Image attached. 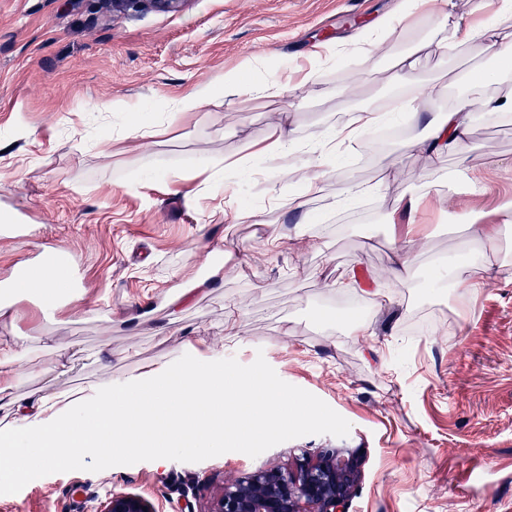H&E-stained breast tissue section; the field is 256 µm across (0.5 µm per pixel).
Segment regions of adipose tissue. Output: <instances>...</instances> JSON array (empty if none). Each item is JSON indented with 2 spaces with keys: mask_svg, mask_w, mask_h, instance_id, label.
<instances>
[{
  "mask_svg": "<svg viewBox=\"0 0 512 512\" xmlns=\"http://www.w3.org/2000/svg\"><path fill=\"white\" fill-rule=\"evenodd\" d=\"M472 12L474 18L469 22L459 18L435 21L433 38L397 54L386 67L387 84L412 87L396 103L407 121L425 120L426 101L431 96L417 78L420 53L444 55L459 45L480 42L493 50L503 68L512 67V24L503 22L504 17H512V0H475ZM315 78L310 71L296 82L278 78L260 83L202 81L178 100L175 109L195 112L221 99L231 111L241 98L265 96L289 97L295 107L304 102L305 89ZM485 80V74L473 75L469 102L427 120L425 137L416 143V150L435 161L448 152L462 151L472 107L489 114L512 112V92L500 98L483 96L480 90ZM377 120V111H359L341 128L322 135L310 149L321 160H328L337 145L355 141ZM11 293L36 298L47 308L66 299L58 286V274L50 267L35 268L28 276L16 278ZM224 340L209 342L206 356L190 355L179 370L158 363L142 373L137 383H92L77 392L19 401L11 399L9 390L28 362V352L18 339L0 337V400H10L13 414L11 425L0 430V483L20 481L36 466L77 460L91 448L127 454L150 451L164 459L180 452L188 441L199 451L216 453L223 449L229 431L241 425H249L258 434L273 425H287L289 412L306 410V403L282 396L261 375H225L217 364L224 356Z\"/></svg>",
  "mask_w": 512,
  "mask_h": 512,
  "instance_id": "obj_1",
  "label": "adipose tissue"
}]
</instances>
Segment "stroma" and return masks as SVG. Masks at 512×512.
<instances>
[{
	"instance_id": "stroma-1",
	"label": "stroma",
	"mask_w": 512,
	"mask_h": 512,
	"mask_svg": "<svg viewBox=\"0 0 512 512\" xmlns=\"http://www.w3.org/2000/svg\"><path fill=\"white\" fill-rule=\"evenodd\" d=\"M184 0L172 12L112 11L107 0H0V223L27 213L20 236L0 234V286L39 260L68 264L77 301L46 311L12 301L0 336L34 358L13 397L34 400L89 382L136 378L143 367L186 358L224 334L230 305L242 334L224 346L228 374L261 373L311 405L280 430L227 439L221 452L153 453L93 448L79 462L34 468L0 512H99L112 492L140 494L160 512H209L225 482L261 468H292L309 448L363 458L348 512H512V228L478 248L482 225L512 202V119L477 114L463 153L431 161L403 138L320 162L310 154L254 164L282 120L299 142L317 140L363 109L398 96L381 71L392 55L432 35L431 13L467 15L472 0ZM400 17L389 34L375 23ZM332 47L335 59L315 55ZM495 71L478 44L421 56L417 77L438 91L429 112L466 98V79ZM316 73L304 105L223 101L174 115L167 100L201 81ZM457 76L448 84L445 72ZM121 99L143 111L134 136ZM230 162L224 180L202 168ZM318 175L315 191L303 176ZM483 190H474V175ZM378 193L340 208L349 185ZM304 197L302 209L288 206ZM419 197L414 218L403 197ZM256 220L240 221L239 208ZM416 228L407 280L379 289L395 250ZM275 233L280 244L267 250ZM500 274L474 296L448 285L452 258ZM206 281L209 291L170 322L167 290ZM354 289H346V282ZM367 306L358 335L351 302Z\"/></svg>"
}]
</instances>
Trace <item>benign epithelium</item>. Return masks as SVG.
I'll return each instance as SVG.
<instances>
[{"label":"benign epithelium","mask_w":512,"mask_h":512,"mask_svg":"<svg viewBox=\"0 0 512 512\" xmlns=\"http://www.w3.org/2000/svg\"><path fill=\"white\" fill-rule=\"evenodd\" d=\"M184 0H112V10L170 11ZM362 472V458L338 448H318L293 471L257 470L224 486L210 512H348ZM101 512H158L147 497L123 492L109 496Z\"/></svg>","instance_id":"1"}]
</instances>
